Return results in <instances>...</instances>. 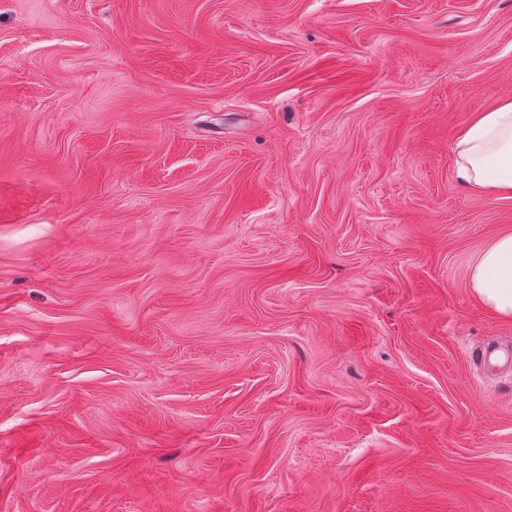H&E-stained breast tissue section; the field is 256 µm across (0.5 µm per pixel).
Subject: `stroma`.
<instances>
[{
  "label": "stroma",
  "instance_id": "stroma-1",
  "mask_svg": "<svg viewBox=\"0 0 512 512\" xmlns=\"http://www.w3.org/2000/svg\"><path fill=\"white\" fill-rule=\"evenodd\" d=\"M509 96L512 0H0V512H512ZM455 173L473 194L512 198V98L477 113L454 144ZM473 293L502 319H512V233L495 238L473 266ZM472 358L481 363L495 362L500 373L512 374V345H506L496 340H487L472 351Z\"/></svg>",
  "mask_w": 512,
  "mask_h": 512
}]
</instances>
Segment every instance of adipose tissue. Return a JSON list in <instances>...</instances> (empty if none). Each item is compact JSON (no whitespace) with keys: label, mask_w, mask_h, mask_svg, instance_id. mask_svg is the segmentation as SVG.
<instances>
[{"label":"adipose tissue","mask_w":512,"mask_h":512,"mask_svg":"<svg viewBox=\"0 0 512 512\" xmlns=\"http://www.w3.org/2000/svg\"><path fill=\"white\" fill-rule=\"evenodd\" d=\"M455 173L473 194L512 198V98L477 113L454 144ZM473 293L512 319V233L495 238L473 266Z\"/></svg>","instance_id":"obj_1"}]
</instances>
